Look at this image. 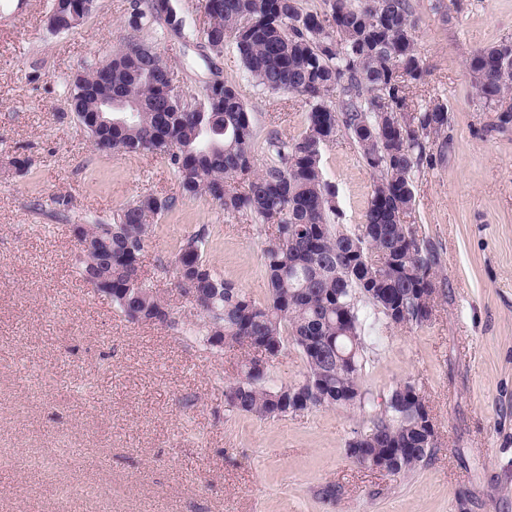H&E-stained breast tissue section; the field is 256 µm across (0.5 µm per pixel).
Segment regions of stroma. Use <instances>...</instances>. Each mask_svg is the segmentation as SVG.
Here are the masks:
<instances>
[{"mask_svg": "<svg viewBox=\"0 0 512 512\" xmlns=\"http://www.w3.org/2000/svg\"><path fill=\"white\" fill-rule=\"evenodd\" d=\"M48 3L0 0V512H512V123L476 96L467 69L474 48L512 43V0H411L426 74L410 96L449 112L441 157L415 172L403 221L436 250L448 286L418 327L362 308L375 409L410 380L436 425L433 456L406 476L348 458L359 409L261 420L225 407L246 352L187 335L201 315L170 261L201 236L211 268L264 302L265 235L251 217L203 196L155 221L143 269L173 324L130 322L82 279L73 224L111 221L177 185L160 159L96 151L68 109V75L130 39V0H96L60 35ZM177 4L184 35L160 43L175 86L219 70L259 136L299 134L308 104L255 87L235 49L211 52L203 0ZM321 167L340 223L355 227L372 187L357 146L338 134Z\"/></svg>", "mask_w": 512, "mask_h": 512, "instance_id": "stroma-1", "label": "stroma"}]
</instances>
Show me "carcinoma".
Listing matches in <instances>:
<instances>
[{
	"mask_svg": "<svg viewBox=\"0 0 512 512\" xmlns=\"http://www.w3.org/2000/svg\"><path fill=\"white\" fill-rule=\"evenodd\" d=\"M205 15L211 51L233 45L258 86L310 107L301 134L267 133L262 169H254L256 130L238 86L226 80L198 98H177L141 55L149 43L137 37L105 64L69 76L68 108L98 151L155 156L181 198L206 196L225 214H250L264 226L263 303L211 269L197 236L171 261L178 288L193 295L203 316V342L254 351L241 377L226 385L225 406L260 419L285 416L293 405L358 408L367 417L347 448L364 449L366 461L389 474H409L436 447V433L420 425L430 409L416 383L406 381L382 410L371 411L361 383L366 317L359 303L397 326L421 325L448 286L435 249L399 218L415 202L414 172L434 165L433 144L448 127L446 104H409V84L426 73L410 0H329L322 15L302 9L300 0H208ZM127 25L135 33L159 26L163 39L183 31L176 0H132ZM467 68L485 104L499 106L512 94V43L474 49ZM111 88L139 101L141 111L121 124H89L98 96ZM341 130L374 174L362 223L352 231L335 223L336 189L320 166L323 146ZM175 201L145 195L110 223L84 225L92 247L80 249V274L94 277L95 288L131 321L171 322L168 305L138 272L152 221ZM289 346L305 370L279 383L270 360Z\"/></svg>",
	"mask_w": 512,
	"mask_h": 512,
	"instance_id": "1",
	"label": "carcinoma"
}]
</instances>
